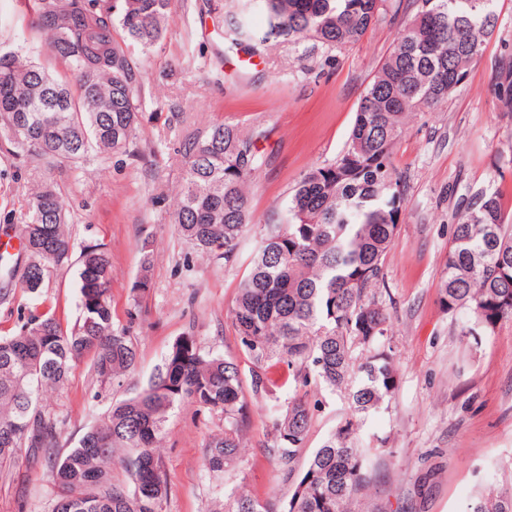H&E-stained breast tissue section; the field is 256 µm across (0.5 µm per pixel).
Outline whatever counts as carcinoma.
Here are the masks:
<instances>
[{
    "mask_svg": "<svg viewBox=\"0 0 512 512\" xmlns=\"http://www.w3.org/2000/svg\"><path fill=\"white\" fill-rule=\"evenodd\" d=\"M171 0H31L39 29L51 32L55 76L13 51L0 50V127L14 147L52 167L79 163L92 150L127 148L140 112L142 69L114 37L148 49L165 34ZM494 0H409L396 41L360 95L344 149L309 170L293 188L279 221L259 224L249 187L262 162L254 141L218 122L188 139L183 184L174 211L179 233L197 252L237 260L249 232L256 237L238 285L232 320L253 360L250 388L274 402L271 450L287 467L294 491L285 512H374L370 457L360 423L394 394L388 313L380 300L386 256L397 235L405 185L395 149L410 114L444 104L481 56L496 26ZM227 50L258 55L275 38L313 40L329 49L357 42L387 14L386 0H224ZM263 12L266 27L250 24ZM501 107L512 112V57L496 74ZM66 201L54 185L30 197L16 226L26 255L7 268L21 289L41 292L69 264ZM110 258L99 245L79 256L80 318L63 329L49 313L28 314L0 336V468L22 453L43 451L53 512H162L167 483L155 448L171 409L184 400L224 413V433L206 445L213 472L238 466L249 421L238 364L204 353L183 337L134 396L110 407L72 447L60 452L56 419L41 395L62 386L88 360L100 383L121 382L137 366V350L112 318ZM440 303L462 314L463 336L479 342L512 321V207L489 184L470 193L444 260ZM275 362L285 377L267 372ZM288 387L291 395L280 400ZM339 394L349 413L316 448L305 468L292 463L310 422ZM225 512H271L269 503L232 493ZM464 512H512V480L472 495Z\"/></svg>",
    "mask_w": 512,
    "mask_h": 512,
    "instance_id": "carcinoma-1",
    "label": "carcinoma"
}]
</instances>
